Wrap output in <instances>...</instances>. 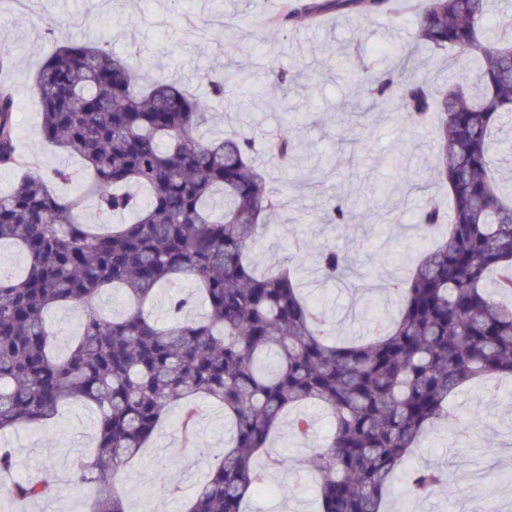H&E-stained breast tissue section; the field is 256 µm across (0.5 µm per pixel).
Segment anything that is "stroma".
I'll return each instance as SVG.
<instances>
[{
	"label": "stroma",
	"instance_id": "1",
	"mask_svg": "<svg viewBox=\"0 0 512 512\" xmlns=\"http://www.w3.org/2000/svg\"><path fill=\"white\" fill-rule=\"evenodd\" d=\"M281 5L282 0H37L22 8L14 0H0V47L9 51L12 62L19 147L32 175L56 165L82 166L78 157L43 138L39 95L32 83L35 70L71 36L102 43L120 56L137 54L152 73H165L200 94L208 91L206 71L221 69L224 62L252 72L256 92L227 95L202 127L201 137L212 142L241 126L261 134L291 126L305 159L286 167L262 164L268 187L282 192L287 203L261 238L257 257L263 265L276 264L291 256L293 242H300L303 258L296 277L303 292L322 301L332 335L360 336L372 319L386 314L385 305L378 300L365 303L347 288L323 283L316 255L328 243L351 254L358 275L375 280L402 277L429 237L417 218L422 193L411 190L387 161L403 155L407 167L418 172L419 183H426L434 141L430 128L407 125L391 102L348 83L339 62L349 52L371 70L393 68L417 17L327 14L311 25L298 22L275 42H265L262 23ZM273 67L286 73V88L274 86L268 75ZM341 107L368 114L370 129L361 147L338 141L336 112ZM341 189L349 192L356 210L350 224L337 228L323 223L322 215ZM360 237L367 246L357 253L353 243ZM451 406L448 421L428 429L394 475L385 512H396L404 500L411 501L414 512H472L470 500L450 485L429 499L412 501L407 473L437 463L460 475L486 448L496 449L497 455L479 495L484 507L502 512L501 488L512 485V431L507 428L512 421V381H502L491 393L470 385L452 397ZM94 416L92 406L70 403L37 434L0 433V445L13 448L17 457V478L42 475L55 487L51 499L34 503L0 496V512H89L96 488L78 481L74 468L94 446ZM463 426L471 441L464 449L456 443ZM223 450L220 408L202 402L189 440L174 418H166L146 448L121 470L120 489L130 512L147 507L152 512H184L196 485ZM268 480L271 486L284 484L296 493L287 498L258 494L252 499L254 512H280L287 503L296 512H316L310 479H296L285 468L270 473ZM163 485L172 486V493L159 494Z\"/></svg>",
	"mask_w": 512,
	"mask_h": 512
}]
</instances>
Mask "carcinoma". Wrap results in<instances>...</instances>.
<instances>
[{
  "instance_id": "carcinoma-1",
  "label": "carcinoma",
  "mask_w": 512,
  "mask_h": 512,
  "mask_svg": "<svg viewBox=\"0 0 512 512\" xmlns=\"http://www.w3.org/2000/svg\"><path fill=\"white\" fill-rule=\"evenodd\" d=\"M491 0H425L401 63L385 73L341 68L364 93L390 100L405 122L438 119L431 175L449 203L423 199L418 222L441 231L410 273L391 282L396 314L377 319L359 341L328 334L321 307L306 300L291 269L257 272L253 250L267 218L283 208L255 164L258 138L226 133L215 144L196 132L211 103L246 84L242 68L208 76L204 100L162 76L143 78L129 58L102 44L67 41L36 71L43 132L80 157L82 192L57 195L47 181L69 183L55 166L25 175L0 193V245L24 256L22 269L0 267V431L55 417L62 405L86 402L97 413L95 447L78 464L79 481L98 489L90 512H127L114 472L137 456L163 417L181 407L191 438L203 399L224 407L227 439L187 512H246L253 489L284 461L268 453L285 415L308 405L330 417L315 456L294 464L316 472L319 512H381L393 475L424 431L451 415L449 399L475 380L512 378V188L494 166L492 131L512 130V23L486 26ZM415 0H291L264 28L331 14L402 18ZM448 54V90L435 96L418 75L413 45ZM481 65L471 88L464 68ZM0 50V167L21 165L13 123L16 98ZM277 161H292L291 132L264 141ZM92 199L98 220L84 217ZM346 197L323 222L350 223ZM323 278L358 291L351 258L325 245ZM189 280L206 314L184 313L160 325L147 306L158 289ZM119 294L125 308L108 315L99 300ZM78 306V340L52 353L49 312ZM14 456L0 448L3 494L16 501L48 497L43 479L12 480ZM442 469L414 472L409 491L425 495Z\"/></svg>"
}]
</instances>
